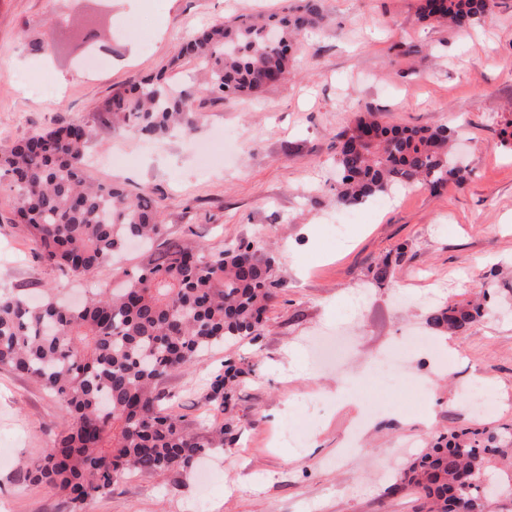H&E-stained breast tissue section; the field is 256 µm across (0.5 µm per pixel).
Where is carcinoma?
<instances>
[{
    "instance_id": "carcinoma-1",
    "label": "carcinoma",
    "mask_w": 512,
    "mask_h": 512,
    "mask_svg": "<svg viewBox=\"0 0 512 512\" xmlns=\"http://www.w3.org/2000/svg\"><path fill=\"white\" fill-rule=\"evenodd\" d=\"M495 0H420L419 18L465 29L486 19ZM325 20L322 0H299L266 18L209 25L153 75L119 88L100 121L114 136L146 140L172 128H194L196 95L225 100L254 96L288 75L300 33ZM91 51L99 29L79 28ZM196 60L204 78L175 84L179 63ZM93 131L64 122L0 149V183L12 192L14 222L44 263L83 277L112 262L131 239L160 242L144 265L124 272L121 287L87 288L80 306L47 290L34 303L0 292V368L26 376L55 395L63 416L41 462L21 469L28 482L63 498L67 512L109 493L126 475L162 476L191 469L230 434L231 402L245 370L224 364L211 399L222 424L188 431L167 411L162 384L213 348L262 335L265 314L283 288L273 253L258 243L211 251L166 237L152 194L116 183H92L85 171ZM446 124L401 126L365 112L336 135V204L359 206L398 186L434 189L461 184ZM488 316L478 299L432 309L427 324L456 334ZM417 494L419 512H490L512 500V423L440 434L398 474L387 494Z\"/></svg>"
}]
</instances>
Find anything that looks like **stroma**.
I'll return each instance as SVG.
<instances>
[{
  "label": "stroma",
  "mask_w": 512,
  "mask_h": 512,
  "mask_svg": "<svg viewBox=\"0 0 512 512\" xmlns=\"http://www.w3.org/2000/svg\"><path fill=\"white\" fill-rule=\"evenodd\" d=\"M295 0H0V149L58 122L92 125L87 173L152 191L167 235L218 249L273 246L284 286L262 336L213 350L165 383L168 407L191 429L212 420L210 384L225 361L248 369L237 387L231 442L193 470L130 475L86 512H416L413 496H386L412 459L410 442L464 427L512 422V0L465 31L430 27L418 0H323L324 25L298 43L291 73L259 96L194 104L195 128L158 142L113 138L95 117L113 89L158 70L196 31ZM99 24L110 42L99 69L77 59L72 28ZM51 33L55 52L26 38ZM373 109L394 124H445L462 139L464 183L410 186L337 235L336 140ZM0 188V290L54 289L75 301L145 263L120 262L74 278L41 263L9 220ZM385 284L372 271L397 246ZM479 284L495 315L435 337L417 373L380 381L378 361L431 308ZM62 413L36 383L0 370V512H66L25 481ZM308 424L306 447L284 432Z\"/></svg>",
  "instance_id": "stroma-1"
}]
</instances>
